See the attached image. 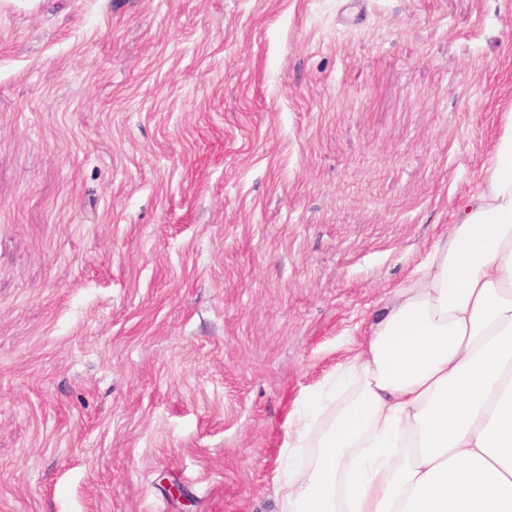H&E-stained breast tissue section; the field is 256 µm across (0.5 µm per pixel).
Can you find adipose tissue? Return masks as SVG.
I'll list each match as a JSON object with an SVG mask.
<instances>
[{"mask_svg":"<svg viewBox=\"0 0 512 512\" xmlns=\"http://www.w3.org/2000/svg\"><path fill=\"white\" fill-rule=\"evenodd\" d=\"M484 185L289 421L279 512H512V109Z\"/></svg>","mask_w":512,"mask_h":512,"instance_id":"obj_1","label":"adipose tissue"}]
</instances>
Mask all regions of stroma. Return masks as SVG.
<instances>
[{
  "label": "stroma",
  "mask_w": 512,
  "mask_h": 512,
  "mask_svg": "<svg viewBox=\"0 0 512 512\" xmlns=\"http://www.w3.org/2000/svg\"><path fill=\"white\" fill-rule=\"evenodd\" d=\"M511 107L512 0H0V512H277Z\"/></svg>",
  "instance_id": "35a3bbf8"
}]
</instances>
